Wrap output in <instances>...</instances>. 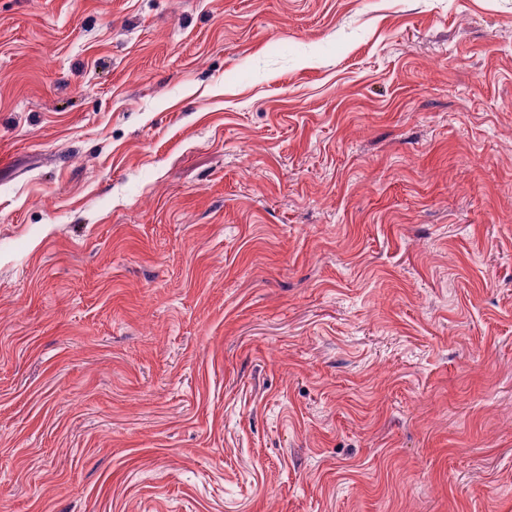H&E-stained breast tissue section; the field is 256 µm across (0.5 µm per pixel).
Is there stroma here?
Instances as JSON below:
<instances>
[{
	"instance_id": "stroma-1",
	"label": "stroma",
	"mask_w": 512,
	"mask_h": 512,
	"mask_svg": "<svg viewBox=\"0 0 512 512\" xmlns=\"http://www.w3.org/2000/svg\"><path fill=\"white\" fill-rule=\"evenodd\" d=\"M0 512H512V0H0Z\"/></svg>"
}]
</instances>
